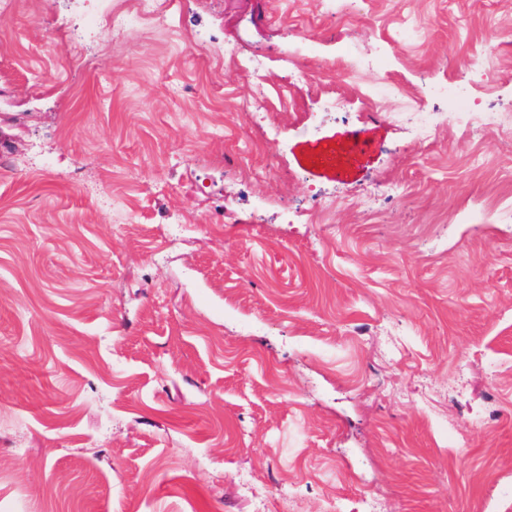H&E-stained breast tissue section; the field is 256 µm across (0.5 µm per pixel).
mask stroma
Instances as JSON below:
<instances>
[{"label": "stroma", "instance_id": "stroma-1", "mask_svg": "<svg viewBox=\"0 0 512 512\" xmlns=\"http://www.w3.org/2000/svg\"><path fill=\"white\" fill-rule=\"evenodd\" d=\"M74 26L80 56L48 39ZM386 81L447 86L430 151L364 110ZM462 94L512 113V0H173L126 32L0 0V512H501L473 475L512 481V223L471 214L512 203V135L446 123Z\"/></svg>", "mask_w": 512, "mask_h": 512}]
</instances>
